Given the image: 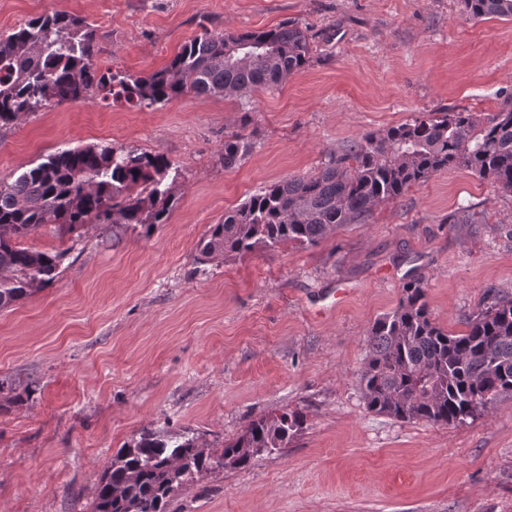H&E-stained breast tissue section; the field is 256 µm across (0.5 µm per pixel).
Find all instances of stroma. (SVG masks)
<instances>
[{
  "label": "stroma",
  "instance_id": "1",
  "mask_svg": "<svg viewBox=\"0 0 512 512\" xmlns=\"http://www.w3.org/2000/svg\"><path fill=\"white\" fill-rule=\"evenodd\" d=\"M65 11L98 29L99 67L163 68L203 31L294 20L314 58L249 99L184 95L152 108L98 93L0 129V183L92 144L167 158L178 204L151 236L100 225L22 246L69 249L50 287L0 311V512H91L100 477L140 428L194 430L218 450L257 417L300 409L304 430L245 469L198 476L174 512H512V393L450 425L367 410V331L425 283L433 318L465 329L488 289L512 297V195L456 168L413 185L314 246L197 264L196 245L269 182L317 173L367 130L421 112L498 111L512 95V20L459 0H0V38ZM253 142L235 168L224 138ZM478 224L450 225L459 204ZM345 289L341 301L332 292Z\"/></svg>",
  "mask_w": 512,
  "mask_h": 512
}]
</instances>
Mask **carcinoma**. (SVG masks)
<instances>
[{"mask_svg": "<svg viewBox=\"0 0 512 512\" xmlns=\"http://www.w3.org/2000/svg\"><path fill=\"white\" fill-rule=\"evenodd\" d=\"M471 20H512V0H460ZM97 31L64 11L32 18L0 39V127L25 115L86 98L151 108L192 93L246 96L276 88L312 60V35L295 21L264 31H205L185 43L162 69L133 76L102 69ZM245 135L224 138V168L252 150ZM453 168H465L512 194V95L496 112L444 108L383 131H367L331 154L319 172L273 181L197 244L196 263L274 250L286 243L314 246L342 224H361L379 204ZM171 169L157 155L89 145L48 155L10 183H0V309L52 285L68 250L42 252L19 239L46 224L61 235L86 224L148 236L169 221L176 199L164 180ZM460 206L449 224H480ZM361 386L368 410L399 421L451 424L472 418L512 393V298L494 296L452 333L432 318L425 284L411 279L397 307L377 318L367 334ZM300 411L249 423L221 455L227 467L245 468L282 448L303 430ZM215 469L190 429L170 433L144 427L120 448L95 490L92 512H168L174 496Z\"/></svg>", "mask_w": 512, "mask_h": 512, "instance_id": "1", "label": "carcinoma"}]
</instances>
